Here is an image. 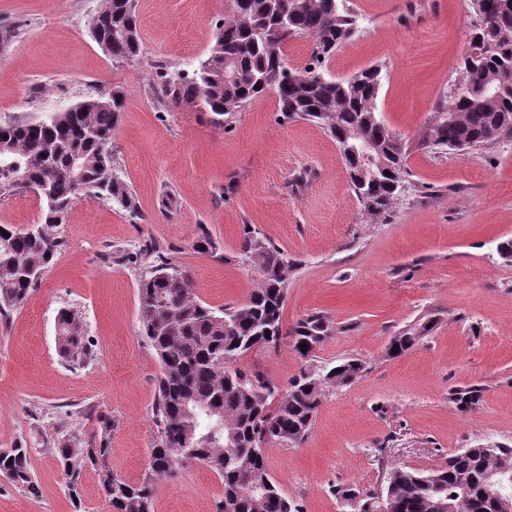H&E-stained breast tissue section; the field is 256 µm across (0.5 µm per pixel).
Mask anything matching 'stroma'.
Wrapping results in <instances>:
<instances>
[{"instance_id": "35a3bbf8", "label": "stroma", "mask_w": 512, "mask_h": 512, "mask_svg": "<svg viewBox=\"0 0 512 512\" xmlns=\"http://www.w3.org/2000/svg\"><path fill=\"white\" fill-rule=\"evenodd\" d=\"M144 54L112 60L90 28L100 0H0V125L43 119L122 87L112 136L136 213L90 197L72 204L56 233L53 264L23 305L0 320V449L31 450L38 496L0 477V512H109L85 470L73 505L52 454L62 436L88 438L112 417L109 463L142 482L156 435L152 407L160 363L142 335L138 281L129 263L151 242L187 267L190 287L215 308L245 302L257 275L238 259L243 225L297 264L283 325L321 311L335 333L314 365L361 359L362 376L326 390L297 445L267 454L270 474L303 512H350L331 489L382 492L400 468L434 470L476 443L512 445V141L431 155L418 142L454 83L468 48L470 0H345L357 31L324 63L343 79L370 66L385 74L379 119L403 141L411 185L370 221L354 196L335 141L321 127L283 120L274 94L246 104L226 126L189 105L163 107V73L188 70L211 47L227 0H135ZM41 218L30 191L0 193V224ZM217 244L193 247L199 231ZM78 312L93 344L84 366L56 348V315ZM434 315L420 345L391 359L395 333ZM285 385L303 362L289 348L255 349L236 362ZM482 399L459 411L456 386ZM224 487L195 463L156 480L151 512H216Z\"/></svg>"}]
</instances>
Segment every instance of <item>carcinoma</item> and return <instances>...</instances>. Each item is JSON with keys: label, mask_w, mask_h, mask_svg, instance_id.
I'll list each match as a JSON object with an SVG mask.
<instances>
[{"label": "carcinoma", "mask_w": 512, "mask_h": 512, "mask_svg": "<svg viewBox=\"0 0 512 512\" xmlns=\"http://www.w3.org/2000/svg\"><path fill=\"white\" fill-rule=\"evenodd\" d=\"M269 0H248V16L232 6L215 41L191 71L162 76L157 98L166 107L201 100L214 125L222 127L248 102L269 92L268 76L280 75L275 89L286 119L315 122L342 146L368 140L381 165L363 171L341 153L352 190L366 214L377 219L392 208L400 186L408 184L404 145L376 115L382 69L371 66L351 77L335 79L323 63L356 30V17L332 0H279L288 13L293 36L310 39L309 62L289 68L284 62L279 15ZM474 30L453 92L437 107V126L427 128L419 147L442 154L451 149L482 148L512 141V0H471ZM91 34L119 62H138L143 43L133 0H101ZM124 96L120 88L84 99L64 112L33 122L0 125V192L40 187L41 220L32 233L0 224V316L22 305L52 264L60 246L56 228L75 194L72 157L84 163L81 194L136 213V200L118 175L112 132L120 122ZM239 260L263 271L257 288L242 304L214 308L194 295L188 270L153 244L140 252L139 322L162 371L153 407L157 436L151 448L150 474L140 484L125 481L109 465L113 422L99 416L94 434L83 442L57 441L53 453L66 479L72 502L80 501L83 471L97 474L110 512H151L154 480L175 466L196 462L224 485L217 512H303L271 476L266 455L274 446L302 442L312 428L324 389L352 384L364 363L344 358L336 364H309L314 351L334 333L320 312L299 319L282 334V313L295 263L259 231L244 225ZM60 357L71 366L91 356V342L76 313L56 316ZM439 324L434 316L399 331L387 346L388 357H401L418 346ZM308 365L286 387L259 370L234 363L256 348H278L284 339ZM307 345L302 351L300 345ZM448 398L466 412L482 398L476 386L454 387ZM0 476L36 496L29 449L0 453ZM493 481L501 498L486 494ZM353 512H434L442 497L449 512H503L501 499L512 500V446L477 443L448 456L447 466L389 473L383 493L361 497L348 486L333 490Z\"/></svg>", "instance_id": "1"}]
</instances>
